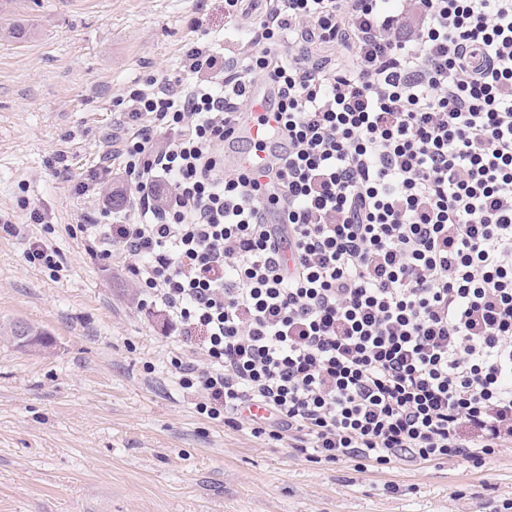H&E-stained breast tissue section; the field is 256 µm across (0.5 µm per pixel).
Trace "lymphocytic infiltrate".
I'll return each mask as SVG.
<instances>
[{
    "instance_id": "lymphocytic-infiltrate-1",
    "label": "lymphocytic infiltrate",
    "mask_w": 512,
    "mask_h": 512,
    "mask_svg": "<svg viewBox=\"0 0 512 512\" xmlns=\"http://www.w3.org/2000/svg\"><path fill=\"white\" fill-rule=\"evenodd\" d=\"M241 4L234 56L193 43L119 99L132 214L90 216L92 251L205 335L169 364L208 419L316 463L483 468L512 447V0ZM259 78L288 158L225 167Z\"/></svg>"
}]
</instances>
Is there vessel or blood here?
<instances>
[{
  "mask_svg": "<svg viewBox=\"0 0 512 512\" xmlns=\"http://www.w3.org/2000/svg\"><path fill=\"white\" fill-rule=\"evenodd\" d=\"M252 112L253 119L247 120L241 127L242 139L249 141L250 149L241 151L235 148L226 152L234 167L257 171L264 169L273 157L284 156L285 150L276 135L280 125L278 112L267 104L261 92H254Z\"/></svg>",
  "mask_w": 512,
  "mask_h": 512,
  "instance_id": "b4317fda",
  "label": "vessel or blood"
}]
</instances>
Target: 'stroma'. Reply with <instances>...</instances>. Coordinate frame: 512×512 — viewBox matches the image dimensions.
<instances>
[{
    "instance_id": "obj_1",
    "label": "stroma",
    "mask_w": 512,
    "mask_h": 512,
    "mask_svg": "<svg viewBox=\"0 0 512 512\" xmlns=\"http://www.w3.org/2000/svg\"><path fill=\"white\" fill-rule=\"evenodd\" d=\"M11 2L32 35L0 29V328L21 321L53 344L0 338V512H499L512 500V447L480 470L360 472L200 415L171 378L177 331L79 226L126 187L102 172L116 99L178 74L189 43L223 34L224 4ZM38 240L58 251V274L26 261Z\"/></svg>"
}]
</instances>
